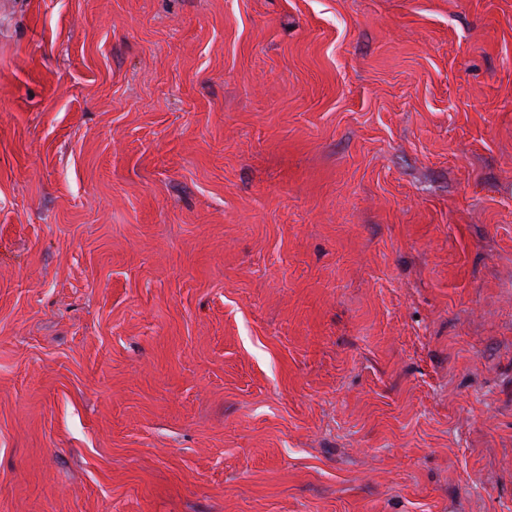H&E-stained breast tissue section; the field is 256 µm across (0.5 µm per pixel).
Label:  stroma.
<instances>
[{
	"label": "stroma",
	"mask_w": 512,
	"mask_h": 512,
	"mask_svg": "<svg viewBox=\"0 0 512 512\" xmlns=\"http://www.w3.org/2000/svg\"><path fill=\"white\" fill-rule=\"evenodd\" d=\"M0 512H512V0H0Z\"/></svg>",
	"instance_id": "stroma-1"
}]
</instances>
